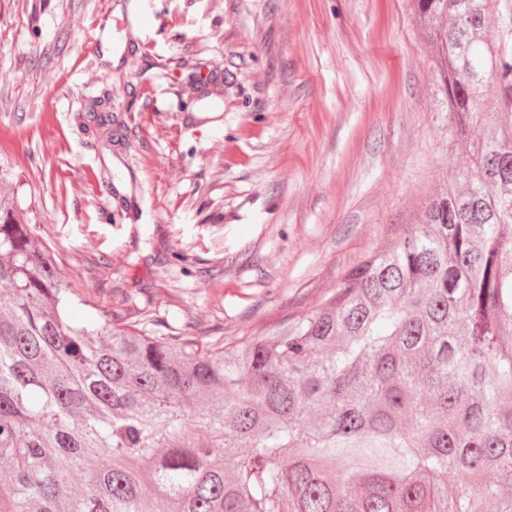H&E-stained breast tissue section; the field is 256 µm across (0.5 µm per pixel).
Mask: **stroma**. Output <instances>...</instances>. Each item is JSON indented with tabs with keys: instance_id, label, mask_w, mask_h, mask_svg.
I'll return each instance as SVG.
<instances>
[{
	"instance_id": "stroma-1",
	"label": "stroma",
	"mask_w": 512,
	"mask_h": 512,
	"mask_svg": "<svg viewBox=\"0 0 512 512\" xmlns=\"http://www.w3.org/2000/svg\"><path fill=\"white\" fill-rule=\"evenodd\" d=\"M143 5L0 0V164L60 274L136 323L151 299L146 331L276 330L464 161L412 0Z\"/></svg>"
}]
</instances>
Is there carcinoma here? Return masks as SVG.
Wrapping results in <instances>:
<instances>
[{
  "mask_svg": "<svg viewBox=\"0 0 512 512\" xmlns=\"http://www.w3.org/2000/svg\"><path fill=\"white\" fill-rule=\"evenodd\" d=\"M413 7L466 162L282 329L144 333L0 196V512H512V5Z\"/></svg>",
  "mask_w": 512,
  "mask_h": 512,
  "instance_id": "obj_1",
  "label": "carcinoma"
}]
</instances>
